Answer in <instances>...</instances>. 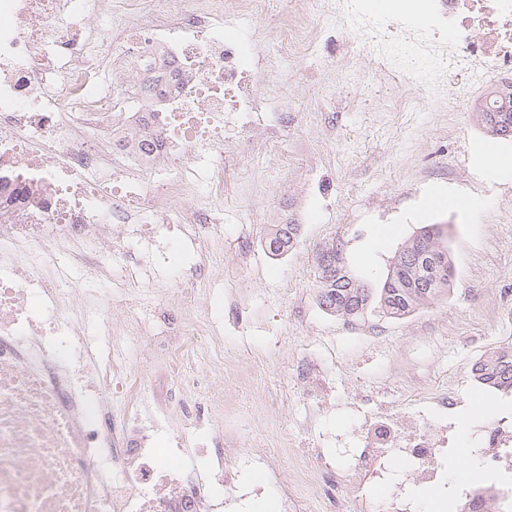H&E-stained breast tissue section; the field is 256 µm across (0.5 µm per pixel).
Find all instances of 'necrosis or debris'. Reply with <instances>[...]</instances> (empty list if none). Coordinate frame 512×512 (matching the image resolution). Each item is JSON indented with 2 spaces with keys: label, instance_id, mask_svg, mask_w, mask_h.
<instances>
[{
  "label": "necrosis or debris",
  "instance_id": "4bbe7bcc",
  "mask_svg": "<svg viewBox=\"0 0 512 512\" xmlns=\"http://www.w3.org/2000/svg\"><path fill=\"white\" fill-rule=\"evenodd\" d=\"M0 0V512H240L239 468L225 464L201 421L224 418V396L202 389L214 330L158 311L140 318L135 294L111 274L165 281L200 294L214 270L203 258L176 272L173 245L224 251V147L250 153L287 130L293 104L272 100L262 78L291 63L333 71L337 36L389 55L387 75L419 108L420 86L447 74L467 86L512 89V0ZM278 12L272 47L230 20ZM313 13L318 26L301 19ZM134 73L130 85L120 82ZM267 136L258 140L255 128ZM96 288L70 290L72 271ZM126 313L140 385L169 387L168 448L138 429L143 409L124 399L128 374L112 344V311ZM356 429L344 512H415L405 489L384 500L361 481L387 483L388 459L417 482L445 479L452 389L399 426L377 405ZM486 468L512 477V429L495 421L480 450Z\"/></svg>",
  "mask_w": 512,
  "mask_h": 512
}]
</instances>
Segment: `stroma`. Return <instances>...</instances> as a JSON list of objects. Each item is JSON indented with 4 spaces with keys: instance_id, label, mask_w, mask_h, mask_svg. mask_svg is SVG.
<instances>
[{
    "instance_id": "1",
    "label": "stroma",
    "mask_w": 512,
    "mask_h": 512,
    "mask_svg": "<svg viewBox=\"0 0 512 512\" xmlns=\"http://www.w3.org/2000/svg\"><path fill=\"white\" fill-rule=\"evenodd\" d=\"M368 60L351 49L336 73L303 69L288 76L296 122L264 157L236 153L224 161V273L206 282L194 312L234 298L259 326L243 334L225 325L224 341L237 353L227 370L243 380L261 378L275 410L249 413L228 407L224 422L241 435L255 432L278 451L275 472L251 469L249 485L267 498L307 476L313 512H329L325 496L334 472L307 466L309 449L332 455L335 470L349 463L334 437L358 414L362 390L385 388L398 419L423 409L429 393L451 385L460 400L451 412L458 457L480 446L483 419L460 424L476 400L490 401L494 418L512 417V393L481 387L472 367L482 356L512 346V139L489 136L476 116L485 91L471 89L467 106L438 111L425 99L420 111L400 109L401 92H387L381 75L355 76ZM298 215L301 235L288 253L270 255L271 225ZM429 224L448 227L455 278L447 294L393 318L371 309L355 322L324 311L317 300V249L339 241L355 277L380 287L402 244ZM251 255L237 262L239 235ZM316 359L330 387L317 420L300 429L307 402L294 383L300 359ZM428 375L424 390L407 393L410 366Z\"/></svg>"
}]
</instances>
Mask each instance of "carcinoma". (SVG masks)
I'll list each match as a JSON object with an SVG mask.
<instances>
[{
  "mask_svg": "<svg viewBox=\"0 0 512 512\" xmlns=\"http://www.w3.org/2000/svg\"><path fill=\"white\" fill-rule=\"evenodd\" d=\"M479 117L490 135L511 138L512 94H508L507 103L493 111L481 112ZM300 231L301 225L292 217L286 224L275 225L264 241L265 249L272 256L283 255L293 248ZM329 248L336 249V243L318 249L315 255L317 298L323 310L342 317L358 318L374 305L392 317L408 315L440 297L455 277L448 235L439 224L422 228L402 244L382 286L376 289L354 278L344 261L337 266L324 264L320 256ZM427 252L432 253L438 263L433 273L423 264ZM473 375L487 387L512 391V347L495 352L491 360L474 369Z\"/></svg>",
  "mask_w": 512,
  "mask_h": 512,
  "instance_id": "cac0c4a2",
  "label": "carcinoma"
}]
</instances>
